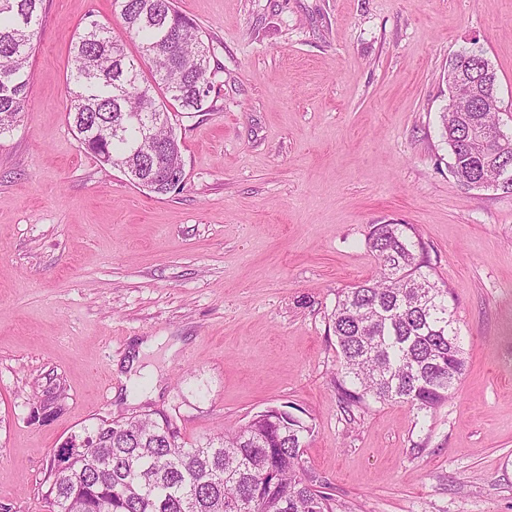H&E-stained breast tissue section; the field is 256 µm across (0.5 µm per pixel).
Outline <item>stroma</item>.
Listing matches in <instances>:
<instances>
[{"label": "stroma", "instance_id": "35a3bbf8", "mask_svg": "<svg viewBox=\"0 0 512 512\" xmlns=\"http://www.w3.org/2000/svg\"><path fill=\"white\" fill-rule=\"evenodd\" d=\"M209 44V111L172 112L185 181L157 196L84 152L70 47L112 0H44L18 126L0 137V506L51 512V456L102 419L194 446L281 408L335 512H512V193L451 171L450 58L478 44L512 128V0H176ZM414 225L466 366L425 415L345 412L330 316L375 277V224ZM181 337L158 396L116 372ZM52 407L48 421L34 406Z\"/></svg>", "mask_w": 512, "mask_h": 512}]
</instances>
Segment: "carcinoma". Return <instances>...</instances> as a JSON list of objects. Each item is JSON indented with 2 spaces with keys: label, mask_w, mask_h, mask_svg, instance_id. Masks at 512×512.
Returning a JSON list of instances; mask_svg holds the SVG:
<instances>
[{
  "label": "carcinoma",
  "mask_w": 512,
  "mask_h": 512,
  "mask_svg": "<svg viewBox=\"0 0 512 512\" xmlns=\"http://www.w3.org/2000/svg\"><path fill=\"white\" fill-rule=\"evenodd\" d=\"M138 54L89 20L72 43L68 121L85 150L138 186L170 177L181 154L168 137L169 109L204 112L213 88L210 48L174 0H113ZM44 22L43 0H0V137L24 112L29 60ZM482 89L456 91L441 113L452 173L462 183L497 176L512 192V141L467 143L474 122L499 126L497 72L482 48L452 58ZM367 246L378 273L338 293L331 314L340 353L336 388L344 408L402 402L426 413L448 401L465 368L448 289L432 280L428 251L409 224H375ZM312 427L279 408L238 430L187 448L169 421L99 422L59 449L50 471L54 512H334L333 498L304 472Z\"/></svg>",
  "instance_id": "obj_1"
}]
</instances>
